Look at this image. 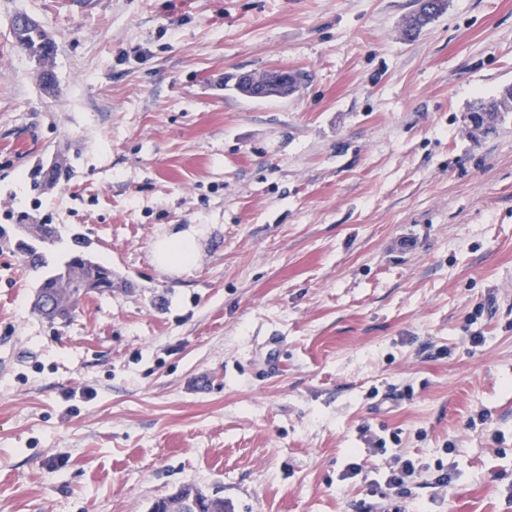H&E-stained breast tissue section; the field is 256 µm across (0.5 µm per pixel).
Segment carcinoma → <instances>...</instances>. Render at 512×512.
<instances>
[{"mask_svg": "<svg viewBox=\"0 0 512 512\" xmlns=\"http://www.w3.org/2000/svg\"><path fill=\"white\" fill-rule=\"evenodd\" d=\"M422 14L414 17L404 27L405 37H411L416 31L427 26L444 9L447 0H422ZM18 46L36 62L39 67L41 80L51 83L52 62L56 52L49 51L46 45L53 39L40 27L24 30L15 36ZM481 112L486 114L496 127L512 113V86H507L489 101L479 100L472 104L469 113ZM71 171L68 161L52 162L40 165L31 178V186L43 191L67 177ZM36 232L30 236L32 243L25 245L27 255L26 266L34 271L49 265L48 252L55 244L58 233L55 225L37 222ZM79 279L88 286L90 292L112 291V268L95 260L85 251V242L74 240L72 255L54 272H48L39 280L34 306L45 318L56 321H66L76 310L79 300L72 299L68 281Z\"/></svg>", "mask_w": 512, "mask_h": 512, "instance_id": "obj_1", "label": "carcinoma"}]
</instances>
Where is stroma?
<instances>
[{"instance_id":"stroma-1","label":"stroma","mask_w":512,"mask_h":512,"mask_svg":"<svg viewBox=\"0 0 512 512\" xmlns=\"http://www.w3.org/2000/svg\"><path fill=\"white\" fill-rule=\"evenodd\" d=\"M0 0V512H512V0ZM58 44L54 89L20 50ZM297 71L253 100L243 74ZM67 180L34 196L39 160ZM112 289L34 307L16 225ZM196 227L194 268L153 262ZM377 470L346 478L351 464ZM454 468L370 496L397 460ZM420 2H424L422 6V13L424 14L421 16L420 14L416 17H413L412 20L406 22V25L404 27V35L407 38H411V36L418 30L422 29L423 27L427 26L431 21L434 20L435 17H437L444 9L447 4V0H418ZM433 11V14H430V12ZM34 25L36 23L25 15H20L17 18V27H33ZM15 39L18 46L36 62L41 80L51 84L52 62L55 59L57 49L48 51L46 45L55 43V41L38 25L33 29L22 31L15 36ZM481 112L486 114L494 126L490 131L486 134L491 133L495 130V128L499 125L500 122H503L506 117L512 112V86H507L494 98L489 101L479 100L472 104L469 108V111L466 114L464 122L466 123L467 134L477 139L479 136L475 133V130L471 128L470 124L467 121V116L469 114ZM500 121V122H499Z\"/></svg>"}]
</instances>
